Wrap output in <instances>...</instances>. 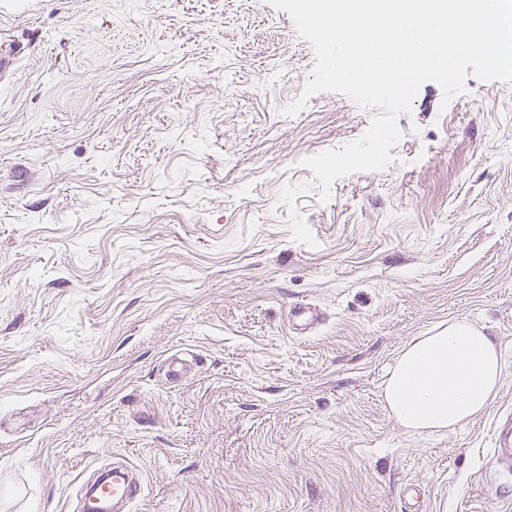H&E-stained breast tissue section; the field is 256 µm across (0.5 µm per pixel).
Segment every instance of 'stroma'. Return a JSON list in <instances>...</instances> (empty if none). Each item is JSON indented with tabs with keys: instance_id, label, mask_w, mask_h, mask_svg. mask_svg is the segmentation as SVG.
<instances>
[{
	"instance_id": "stroma-1",
	"label": "stroma",
	"mask_w": 512,
	"mask_h": 512,
	"mask_svg": "<svg viewBox=\"0 0 512 512\" xmlns=\"http://www.w3.org/2000/svg\"><path fill=\"white\" fill-rule=\"evenodd\" d=\"M1 43L0 512H70L111 461L129 512H512V81L423 84L393 162L325 192L303 159L378 111L303 98L314 48L269 0H0ZM451 319L500 389L405 430L384 381ZM511 431L512 419L508 414L503 415L494 430L492 441V466L495 471L504 478L512 477V438L511 445L509 441Z\"/></svg>"
}]
</instances>
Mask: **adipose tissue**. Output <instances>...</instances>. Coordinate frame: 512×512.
<instances>
[{"label": "adipose tissue", "mask_w": 512, "mask_h": 512, "mask_svg": "<svg viewBox=\"0 0 512 512\" xmlns=\"http://www.w3.org/2000/svg\"><path fill=\"white\" fill-rule=\"evenodd\" d=\"M504 369L496 339L468 320L455 319L400 350L383 396L405 429H452L487 411Z\"/></svg>", "instance_id": "ef3b65f1"}]
</instances>
